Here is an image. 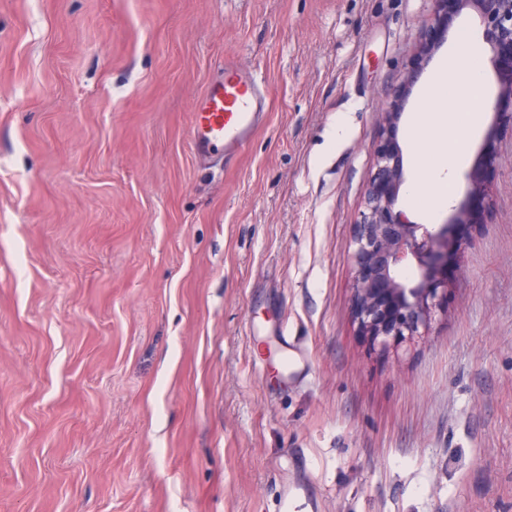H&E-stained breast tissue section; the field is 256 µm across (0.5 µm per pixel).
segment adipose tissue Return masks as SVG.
<instances>
[{
  "instance_id": "adipose-tissue-1",
  "label": "adipose tissue",
  "mask_w": 512,
  "mask_h": 512,
  "mask_svg": "<svg viewBox=\"0 0 512 512\" xmlns=\"http://www.w3.org/2000/svg\"><path fill=\"white\" fill-rule=\"evenodd\" d=\"M474 60L466 48L455 50L426 84L423 106L412 119L415 176L408 196L431 212L452 199L455 187L448 173L465 159L459 147L460 111L482 110L489 105L483 69ZM450 99L457 106L456 112L445 110Z\"/></svg>"
}]
</instances>
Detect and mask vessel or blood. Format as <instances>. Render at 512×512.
Listing matches in <instances>:
<instances>
[{"mask_svg": "<svg viewBox=\"0 0 512 512\" xmlns=\"http://www.w3.org/2000/svg\"><path fill=\"white\" fill-rule=\"evenodd\" d=\"M271 100L268 89L234 61L224 64V76L211 83L195 103L189 143L197 157L235 160L265 121Z\"/></svg>", "mask_w": 512, "mask_h": 512, "instance_id": "b4317fda", "label": "vessel or blood"}]
</instances>
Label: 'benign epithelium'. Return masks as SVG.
Listing matches in <instances>:
<instances>
[{"label":"benign epithelium","instance_id":"benign-epithelium-1","mask_svg":"<svg viewBox=\"0 0 512 512\" xmlns=\"http://www.w3.org/2000/svg\"><path fill=\"white\" fill-rule=\"evenodd\" d=\"M427 35L416 49V64L385 112L376 171L366 191V211L354 226L352 316L360 335L383 349L420 334L439 307L438 291L448 287V254L462 246L454 228L471 223L473 201L481 194L479 174L468 175L469 197L436 228L416 224L396 208L404 183L401 150L393 133L404 105L423 74L421 62L436 49L431 34L447 32L466 9L481 19L493 51L499 92L493 110L512 104V0H433ZM411 277H405V273Z\"/></svg>","mask_w":512,"mask_h":512}]
</instances>
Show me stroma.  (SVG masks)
<instances>
[{
    "label": "stroma",
    "mask_w": 512,
    "mask_h": 512,
    "mask_svg": "<svg viewBox=\"0 0 512 512\" xmlns=\"http://www.w3.org/2000/svg\"><path fill=\"white\" fill-rule=\"evenodd\" d=\"M432 10L0 0V512H512V125L469 133L453 199L476 168L487 207L422 335L383 350L351 315ZM461 31L495 96L474 12L428 71ZM228 58L271 108L227 165L188 130Z\"/></svg>",
    "instance_id": "stroma-1"
}]
</instances>
